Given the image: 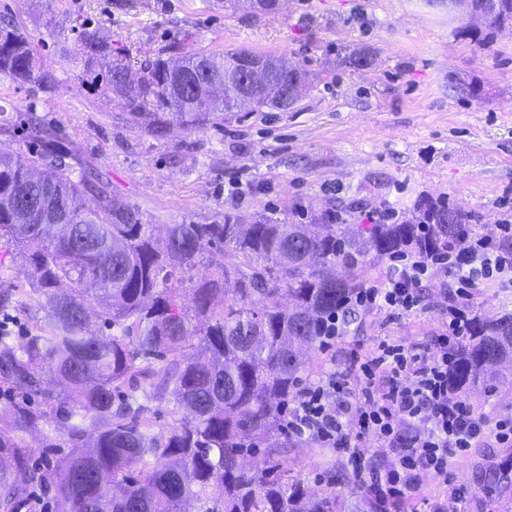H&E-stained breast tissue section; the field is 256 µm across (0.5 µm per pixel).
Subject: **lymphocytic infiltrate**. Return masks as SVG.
Segmentation results:
<instances>
[{
    "mask_svg": "<svg viewBox=\"0 0 512 512\" xmlns=\"http://www.w3.org/2000/svg\"><path fill=\"white\" fill-rule=\"evenodd\" d=\"M452 269L458 277L457 295L469 299L477 281L512 276V255L500 251L491 238L471 237L453 252L440 256L410 253L391 261L386 278L354 296V307L409 312L419 305V288L428 269ZM463 307L448 311V333L433 355L418 346L381 341L359 366L358 398L343 400V377L331 372L299 387L288 408L284 430L288 436L311 438L324 448L344 451L353 469L361 467L358 443L367 436L394 449L395 460L374 478L380 501L415 500L420 478L430 474L447 481L451 498L465 488L448 481V460L490 434L512 437V419L490 423L466 399L448 397V355L468 330ZM410 445L397 447L401 433Z\"/></svg>",
    "mask_w": 512,
    "mask_h": 512,
    "instance_id": "obj_1",
    "label": "lymphocytic infiltrate"
}]
</instances>
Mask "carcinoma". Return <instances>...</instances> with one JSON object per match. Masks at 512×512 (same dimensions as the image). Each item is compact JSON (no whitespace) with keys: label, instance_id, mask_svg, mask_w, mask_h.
I'll list each match as a JSON object with an SVG mask.
<instances>
[{"label":"carcinoma","instance_id":"obj_1","mask_svg":"<svg viewBox=\"0 0 512 512\" xmlns=\"http://www.w3.org/2000/svg\"><path fill=\"white\" fill-rule=\"evenodd\" d=\"M484 20L467 27L512 26V0H475ZM84 67L103 94L123 100L126 120L149 136L178 125L193 132L242 112L224 108V66L258 54L246 50L149 54L137 63L96 28L79 33ZM270 79L294 63L266 56ZM0 76L45 90L55 74L36 66L25 29L0 15ZM22 130L27 149L13 148ZM0 241L17 252L26 283L0 274V308L42 299L35 334L16 344L0 336V381L23 396L0 431V512H21L37 484L23 435L57 415L74 450L56 464L55 512H379L371 489L359 501L316 496L266 456L241 469L237 458L280 441L286 405L300 373L325 345L326 324L370 282L379 263L415 250L434 254L461 245L471 215L444 199L425 198L393 224H338L333 207L313 222L224 215L221 224H168L166 235L96 169L76 161L57 130L31 112L0 106ZM199 264L211 277L195 279ZM121 335L107 337L105 328ZM197 342H190V337ZM52 375L59 392L44 380ZM512 379V313L477 315L448 362V395L487 397ZM172 396L192 420L157 434L138 397Z\"/></svg>","mask_w":512,"mask_h":512}]
</instances>
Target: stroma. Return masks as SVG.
Returning a JSON list of instances; mask_svg holds the SVG:
<instances>
[{
    "label": "stroma",
    "instance_id": "obj_1",
    "mask_svg": "<svg viewBox=\"0 0 512 512\" xmlns=\"http://www.w3.org/2000/svg\"><path fill=\"white\" fill-rule=\"evenodd\" d=\"M1 9L27 30L40 66L58 83L46 93L2 77L0 105L43 116L157 226L215 224L228 212L288 214L305 223L331 203L363 224L381 208L404 217L427 195L478 216L475 233L483 236L501 220L502 199L512 198V31L470 36L447 5L286 0L277 12L260 14L214 0H0ZM84 27L101 28L113 51L133 57L149 50L283 54L304 65L312 84L288 110L266 108L191 133L176 128L156 140L126 123L118 98L94 85L78 88ZM357 51L368 66L346 64ZM235 179L245 187L240 201L229 194ZM420 289L427 299L416 310H357L302 382L334 371L355 377L361 359L384 340L438 352L456 275L430 271ZM469 309L512 313V284L482 281ZM24 443L44 474L32 491V512H52L55 461L72 449L67 430L51 421ZM359 449L363 469L344 486L348 499L391 460L375 438H363ZM282 461L292 479L323 495L334 490L331 473L348 467L341 451L310 440L290 441ZM448 469L468 489L465 500L450 499L447 486L426 474L418 501L405 503L404 512H426L433 502L442 512L512 507V440L487 437Z\"/></svg>",
    "mask_w": 512,
    "mask_h": 512
}]
</instances>
